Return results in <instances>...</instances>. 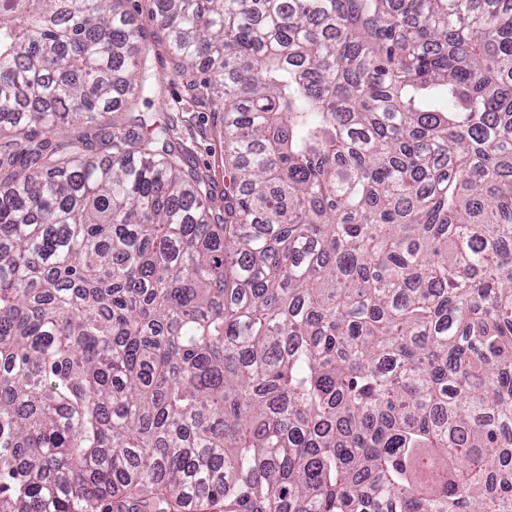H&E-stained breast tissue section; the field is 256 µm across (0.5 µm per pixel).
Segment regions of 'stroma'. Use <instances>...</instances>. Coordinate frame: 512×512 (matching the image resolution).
I'll return each mask as SVG.
<instances>
[{
    "instance_id": "obj_1",
    "label": "stroma",
    "mask_w": 512,
    "mask_h": 512,
    "mask_svg": "<svg viewBox=\"0 0 512 512\" xmlns=\"http://www.w3.org/2000/svg\"><path fill=\"white\" fill-rule=\"evenodd\" d=\"M131 18L143 31V41L149 47L151 71L157 85L150 102H138L135 108L106 113L105 123L112 128L126 129L138 113L157 119H171L172 142L187 150L194 166L208 175L216 190L229 182L224 155L223 111L220 103L201 92L189 91L173 72V59L168 51V37L156 23L153 13L155 0H125Z\"/></svg>"
}]
</instances>
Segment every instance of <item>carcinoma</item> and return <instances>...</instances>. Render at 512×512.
Wrapping results in <instances>:
<instances>
[{"instance_id": "1", "label": "carcinoma", "mask_w": 512, "mask_h": 512, "mask_svg": "<svg viewBox=\"0 0 512 512\" xmlns=\"http://www.w3.org/2000/svg\"><path fill=\"white\" fill-rule=\"evenodd\" d=\"M121 2L0 0V512H512V0H157L222 218ZM155 0H125L123 9L131 13L134 24L143 31V43L149 49L151 71L157 78L150 103L139 100L132 109L107 112L101 121L112 128H130V119L138 112L158 119L170 118L173 123L172 143L187 150L193 165L208 177L218 197L229 183L224 155V124L222 106L211 96L191 92L185 83L174 76L173 59L168 51V37L153 16Z\"/></svg>"}]
</instances>
